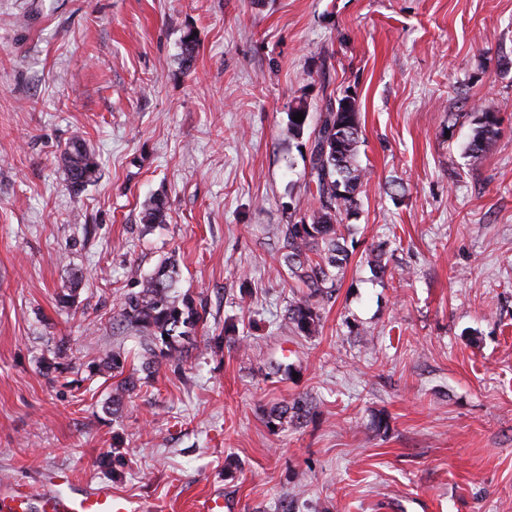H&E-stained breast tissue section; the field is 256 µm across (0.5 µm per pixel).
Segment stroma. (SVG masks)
<instances>
[{
	"instance_id": "obj_1",
	"label": "stroma",
	"mask_w": 512,
	"mask_h": 512,
	"mask_svg": "<svg viewBox=\"0 0 512 512\" xmlns=\"http://www.w3.org/2000/svg\"><path fill=\"white\" fill-rule=\"evenodd\" d=\"M347 94L352 255L299 336L281 230L314 135L287 112ZM74 140L101 163L77 194ZM156 198L165 223H142ZM169 256L204 323L113 407L100 361H143L116 321L128 273ZM300 396L306 423L267 426ZM61 473L135 512L215 488L230 512H512V0H0V480ZM480 111L466 148V153L474 164L480 163L496 147L500 133V119L495 107L486 104ZM58 167L67 176L68 186L74 193H79L99 177L100 164L87 146L79 141H72L57 158Z\"/></svg>"
}]
</instances>
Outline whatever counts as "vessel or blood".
<instances>
[{
  "mask_svg": "<svg viewBox=\"0 0 512 512\" xmlns=\"http://www.w3.org/2000/svg\"><path fill=\"white\" fill-rule=\"evenodd\" d=\"M0 512H130L124 498L109 485L86 488L66 475L32 486L9 482L0 485Z\"/></svg>",
  "mask_w": 512,
  "mask_h": 512,
  "instance_id": "b4317fda",
  "label": "vessel or blood"
}]
</instances>
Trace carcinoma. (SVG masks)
<instances>
[{
    "label": "carcinoma",
    "instance_id": "cac0c4a2",
    "mask_svg": "<svg viewBox=\"0 0 512 512\" xmlns=\"http://www.w3.org/2000/svg\"><path fill=\"white\" fill-rule=\"evenodd\" d=\"M192 35L193 32L188 30L181 40V63L185 69L190 68L195 59L196 39ZM300 113L304 120L299 123L294 121V116ZM309 120L310 112L305 104L294 107L287 113L288 136L302 138L309 128ZM499 129L500 119L495 107L491 104L481 107L466 148L473 163L481 162L496 147ZM361 134L360 112L355 98L345 95L327 106L315 130L318 153L311 155L315 191L311 192L310 214L307 220L288 224L284 230V263L290 277L307 289V295L290 304L286 317V327L300 336L318 333L320 314L310 299L331 294L349 258L338 217L358 206V194L366 177V170L358 160ZM57 162L67 176L69 188L76 194L99 177L98 160L79 140L62 150ZM143 221L146 224L165 223L164 202L151 201L145 208ZM176 275L172 257L165 258L149 276L133 270L134 288L125 293L121 301L120 316L127 327L140 332L147 366L159 358L180 363L197 327L203 322V315L193 299L174 295ZM134 387L131 376L117 382L112 390V405H120ZM309 413V403L298 399L271 408L266 415V424H300Z\"/></svg>",
    "mask_w": 512,
    "mask_h": 512
}]
</instances>
